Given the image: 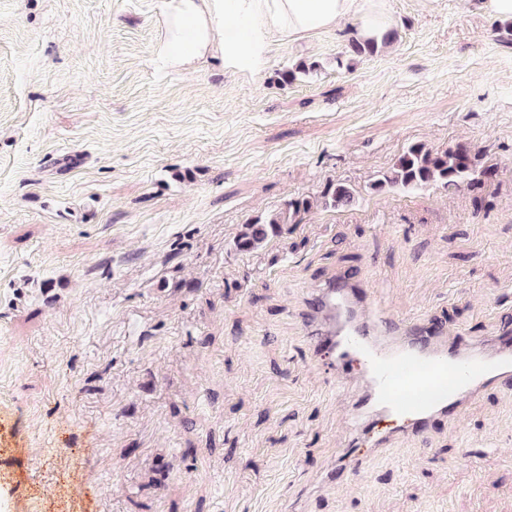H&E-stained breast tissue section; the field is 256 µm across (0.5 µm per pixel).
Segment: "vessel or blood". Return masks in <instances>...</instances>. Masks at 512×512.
<instances>
[{
    "label": "vessel or blood",
    "instance_id": "1",
    "mask_svg": "<svg viewBox=\"0 0 512 512\" xmlns=\"http://www.w3.org/2000/svg\"><path fill=\"white\" fill-rule=\"evenodd\" d=\"M364 312L359 290L333 282L316 295L306 324L314 353L338 377H349L352 363L363 368L366 391L354 406L359 429L337 477L344 484L395 436L427 438L433 418L456 424L468 400L512 382V336L492 346L464 342L432 324L374 322Z\"/></svg>",
    "mask_w": 512,
    "mask_h": 512
}]
</instances>
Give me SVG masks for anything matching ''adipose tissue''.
Wrapping results in <instances>:
<instances>
[{"instance_id": "1", "label": "adipose tissue", "mask_w": 512, "mask_h": 512, "mask_svg": "<svg viewBox=\"0 0 512 512\" xmlns=\"http://www.w3.org/2000/svg\"><path fill=\"white\" fill-rule=\"evenodd\" d=\"M386 0H164L161 68L187 70L201 59L242 75L263 73L274 43L355 25L359 37L386 32Z\"/></svg>"}]
</instances>
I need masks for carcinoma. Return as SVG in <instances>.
<instances>
[{
	"label": "carcinoma",
	"instance_id": "cac0c4a2",
	"mask_svg": "<svg viewBox=\"0 0 512 512\" xmlns=\"http://www.w3.org/2000/svg\"><path fill=\"white\" fill-rule=\"evenodd\" d=\"M494 175V168L466 146L457 144L445 150H432L419 143L407 147L391 168L371 184V190L382 192L394 187L409 189L436 185L444 189L473 191ZM354 202V190L342 182L328 185L321 194V204L326 208H344ZM312 207L313 201L309 199L291 200L285 209L244 225L236 240L237 248L247 252L260 247L269 237L278 234L282 225Z\"/></svg>",
	"mask_w": 512,
	"mask_h": 512
}]
</instances>
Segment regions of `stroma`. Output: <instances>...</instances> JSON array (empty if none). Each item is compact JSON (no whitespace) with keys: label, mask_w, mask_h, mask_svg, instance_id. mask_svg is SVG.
Returning a JSON list of instances; mask_svg holds the SVG:
<instances>
[{"label":"stroma","mask_w":512,"mask_h":512,"mask_svg":"<svg viewBox=\"0 0 512 512\" xmlns=\"http://www.w3.org/2000/svg\"><path fill=\"white\" fill-rule=\"evenodd\" d=\"M474 2L387 0L374 54L335 29L240 76L156 67L163 0H0V512H512V386L326 482L357 388L305 335L344 271L396 319L512 328V23ZM414 143L479 153L488 207L372 192ZM337 181L353 207L237 248ZM313 207V201L302 198L291 200L287 203L286 208L275 214L257 219L251 224H246L237 237L236 246L240 251H251L260 247L270 236L278 234L283 224Z\"/></svg>","instance_id":"stroma-1"}]
</instances>
